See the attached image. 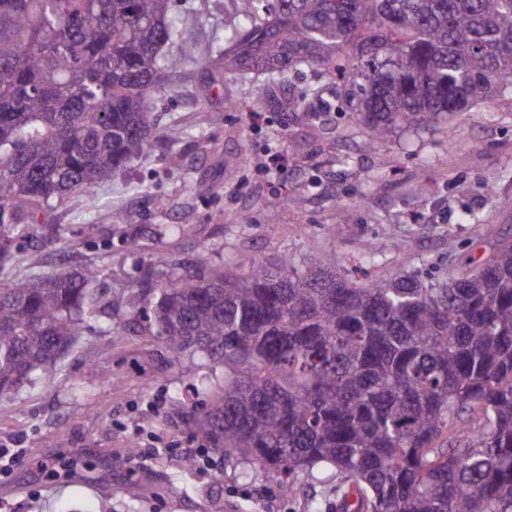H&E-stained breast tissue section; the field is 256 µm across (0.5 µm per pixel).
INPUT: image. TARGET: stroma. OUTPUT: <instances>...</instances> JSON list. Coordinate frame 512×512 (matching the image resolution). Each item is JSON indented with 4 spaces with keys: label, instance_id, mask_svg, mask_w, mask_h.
<instances>
[{
    "label": "stroma",
    "instance_id": "stroma-1",
    "mask_svg": "<svg viewBox=\"0 0 512 512\" xmlns=\"http://www.w3.org/2000/svg\"><path fill=\"white\" fill-rule=\"evenodd\" d=\"M174 8L188 43L223 40L238 21L223 0ZM312 85L334 104L314 124L286 107ZM155 117L152 154L94 194L67 196L0 266V285L95 266L105 299L53 372L0 395V449L13 456L0 469V512H325L329 472L286 493L268 474L225 462L196 424L209 403L201 378L222 383L223 368L199 356L171 361L129 298L161 274L218 264L287 256L314 269L333 256L350 266L370 251L389 274L425 257L451 265L452 239L488 254L512 237V99L492 95L457 125L403 123L373 143L338 77L307 71L282 89L191 65L177 91L160 92ZM276 151L287 155L278 170ZM176 224L184 234L171 233ZM151 448L159 456L144 460ZM189 448L207 459L188 474ZM64 464L66 476H48Z\"/></svg>",
    "mask_w": 512,
    "mask_h": 512
}]
</instances>
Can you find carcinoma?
Listing matches in <instances>:
<instances>
[{"label":"carcinoma","instance_id":"cac0c4a2","mask_svg":"<svg viewBox=\"0 0 512 512\" xmlns=\"http://www.w3.org/2000/svg\"><path fill=\"white\" fill-rule=\"evenodd\" d=\"M174 0H0V262L55 200L150 152L157 92L190 63L286 87L347 79L371 141L512 95V0H232L227 45L175 48ZM358 281L288 258L156 281L130 306L171 359L224 367L199 429L224 458L336 475V512H512V240L483 261ZM99 271L0 286V394L54 368Z\"/></svg>","mask_w":512,"mask_h":512}]
</instances>
